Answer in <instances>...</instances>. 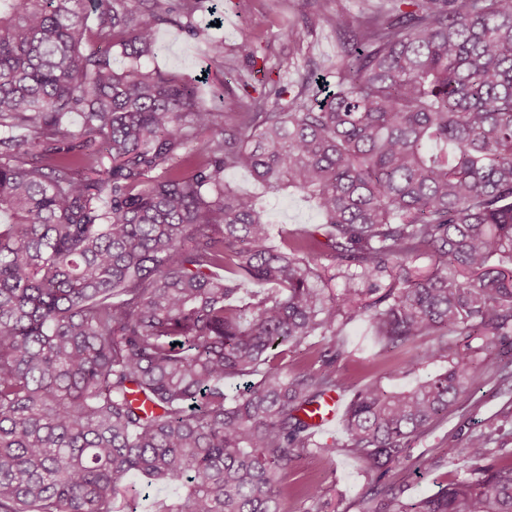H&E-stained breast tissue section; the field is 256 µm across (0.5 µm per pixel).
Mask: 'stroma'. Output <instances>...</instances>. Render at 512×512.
<instances>
[{
	"instance_id": "1",
	"label": "stroma",
	"mask_w": 512,
	"mask_h": 512,
	"mask_svg": "<svg viewBox=\"0 0 512 512\" xmlns=\"http://www.w3.org/2000/svg\"><path fill=\"white\" fill-rule=\"evenodd\" d=\"M372 8L371 0H219L217 10L223 18L219 30L210 28V15L205 10L196 15L201 30L198 37H188L172 25L161 26L153 63L174 75L197 76L209 65L205 56L207 39L217 32L223 36L228 52L235 49L243 35L254 37L259 46L258 66L271 69L288 51L287 43L278 36L280 29L296 24L301 14L319 12L324 19L315 28L301 31L295 60L300 70L311 69L330 76L340 55L330 17L342 12L357 16ZM226 178L239 192L261 198L263 217L270 224L272 235L287 229L301 230L318 221L314 203L308 198L291 192L264 195L252 176L240 170L228 172ZM337 341L351 352L350 357L336 364V375L341 380L360 384L378 379L389 388L408 384L409 379L403 374V353L383 349L368 322L343 326ZM481 369L483 386L463 398L430 433L413 442L410 460L390 470V479L403 484L408 495L435 492L461 477L465 467L459 451L472 434H491L494 456L512 455V383L504 386L499 382L501 371L512 372V353L496 351L487 355ZM420 456L431 460L429 470H416L414 460ZM376 478L377 473L366 458L342 449L330 459L306 458L288 474L292 493L285 508L287 512H305L307 503L298 490L312 482L325 489L327 499L336 504V512H358V498Z\"/></svg>"
}]
</instances>
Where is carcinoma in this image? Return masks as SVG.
I'll list each match as a JSON object with an SVG mask.
<instances>
[{
    "instance_id": "cac0c4a2",
    "label": "carcinoma",
    "mask_w": 512,
    "mask_h": 512,
    "mask_svg": "<svg viewBox=\"0 0 512 512\" xmlns=\"http://www.w3.org/2000/svg\"><path fill=\"white\" fill-rule=\"evenodd\" d=\"M203 2L0 0V512H115L140 477L185 489L159 512H286L288 471L336 454L305 407L350 396L344 449L383 477L512 338V0L341 13L334 85L304 71L294 92L251 36L232 55L211 39L254 91L229 109L143 64L159 25L200 35ZM239 169L319 223L273 243ZM245 282L267 292L242 308ZM361 320L389 351L438 337L404 367L447 369L401 390L337 378V332ZM490 440L437 492L378 480L359 512H512Z\"/></svg>"
}]
</instances>
